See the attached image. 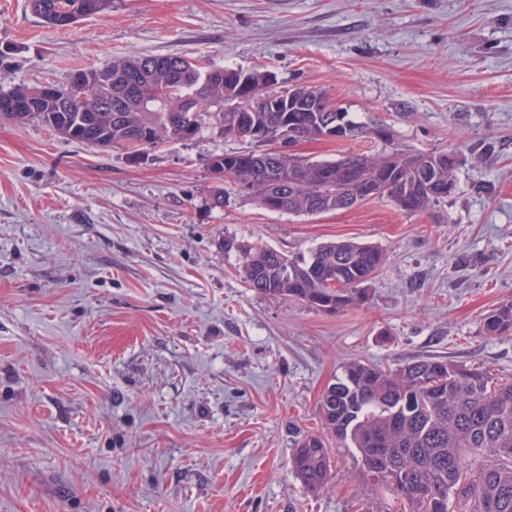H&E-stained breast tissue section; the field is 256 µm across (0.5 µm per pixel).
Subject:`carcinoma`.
Masks as SVG:
<instances>
[{
	"label": "carcinoma",
	"mask_w": 512,
	"mask_h": 512,
	"mask_svg": "<svg viewBox=\"0 0 512 512\" xmlns=\"http://www.w3.org/2000/svg\"><path fill=\"white\" fill-rule=\"evenodd\" d=\"M33 12L52 27L89 17V0H30ZM91 75L81 95L50 85L0 89V119L38 121L70 141L100 150L122 147L137 155L172 141L190 140L203 125L219 134L254 142L282 131L296 142L322 138L329 120L350 139L375 135L393 140L383 125L368 127L335 103L319 86L276 88L268 70L233 69L178 55L118 57L99 69L74 72L69 85ZM454 151L381 154L347 151L334 160L255 150L214 155L208 167L232 170L229 188L214 203L251 184L245 196L276 212L313 215L348 211L364 189L391 199L402 211L426 213L455 190ZM304 172L305 182L289 177ZM239 254V272L251 290L294 299L337 313L362 300L383 262L382 252L352 240L330 242L309 258L294 260L262 245L224 240ZM485 333L512 331V304L484 320ZM321 423L336 446L353 448L368 473L392 493L391 512H512V380L453 365L417 359L397 369L362 361L347 365L324 390ZM292 468L309 490L327 487L330 452L320 435H302Z\"/></svg>",
	"instance_id": "carcinoma-1"
}]
</instances>
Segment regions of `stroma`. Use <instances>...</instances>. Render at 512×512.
<instances>
[{
	"instance_id": "1",
	"label": "stroma",
	"mask_w": 512,
	"mask_h": 512,
	"mask_svg": "<svg viewBox=\"0 0 512 512\" xmlns=\"http://www.w3.org/2000/svg\"><path fill=\"white\" fill-rule=\"evenodd\" d=\"M133 54L322 86L395 146L457 150L456 189L427 214L219 207L208 160L247 144L213 128L134 157L0 121V512H388L335 439L318 493L292 451L350 362L512 376V332L484 331L512 302V0H112L64 28L0 0V89ZM225 238L384 262L325 313L247 288Z\"/></svg>"
}]
</instances>
